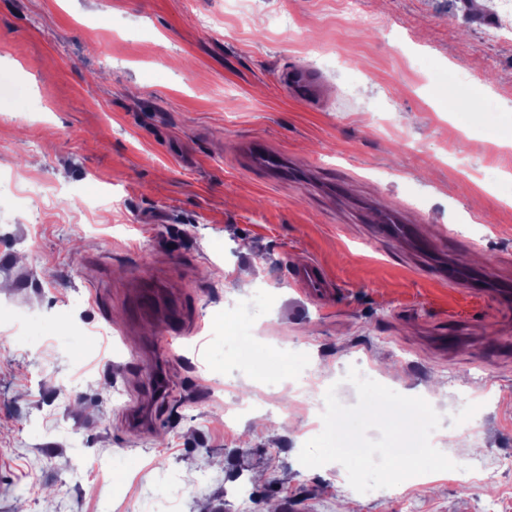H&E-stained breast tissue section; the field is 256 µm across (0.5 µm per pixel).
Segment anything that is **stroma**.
Here are the masks:
<instances>
[{"label": "stroma", "instance_id": "stroma-1", "mask_svg": "<svg viewBox=\"0 0 512 512\" xmlns=\"http://www.w3.org/2000/svg\"><path fill=\"white\" fill-rule=\"evenodd\" d=\"M247 2L0 0V512H150L177 488L180 512H239L240 483L249 512H512V468L345 493L341 464L299 462L315 416L287 387L311 362L356 404L336 380L354 352L402 395L475 397L471 463L512 457V18L497 0ZM290 67L319 74V107L282 90ZM255 137L312 180L256 176ZM388 208L488 289L376 238ZM310 260L321 303L289 279ZM154 285L181 302L178 336L142 313ZM244 297L269 388L224 349ZM238 397L262 420L228 422ZM435 278L455 284L459 288H471L469 276L464 269L453 265L439 264L438 261L430 263Z\"/></svg>", "mask_w": 512, "mask_h": 512}]
</instances>
